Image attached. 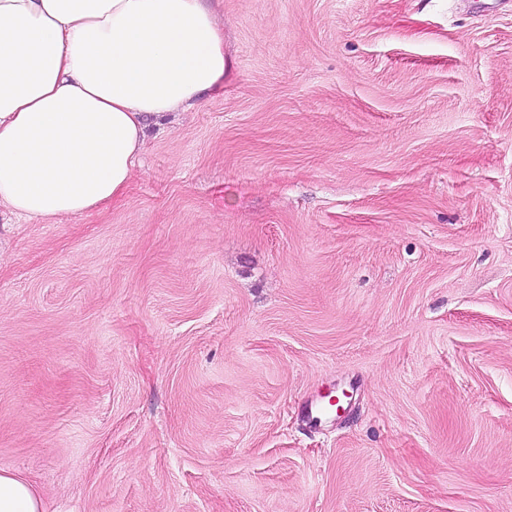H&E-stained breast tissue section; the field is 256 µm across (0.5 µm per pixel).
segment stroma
<instances>
[{
    "label": "stroma",
    "instance_id": "35a3bbf8",
    "mask_svg": "<svg viewBox=\"0 0 512 512\" xmlns=\"http://www.w3.org/2000/svg\"><path fill=\"white\" fill-rule=\"evenodd\" d=\"M216 17L223 91L120 198L0 215V470L47 512H512V0Z\"/></svg>",
    "mask_w": 512,
    "mask_h": 512
}]
</instances>
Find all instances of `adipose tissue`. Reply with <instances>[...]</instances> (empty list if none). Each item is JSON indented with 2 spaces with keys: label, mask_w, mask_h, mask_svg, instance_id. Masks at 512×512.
<instances>
[{
  "label": "adipose tissue",
  "mask_w": 512,
  "mask_h": 512,
  "mask_svg": "<svg viewBox=\"0 0 512 512\" xmlns=\"http://www.w3.org/2000/svg\"><path fill=\"white\" fill-rule=\"evenodd\" d=\"M208 0H0V208L35 221L126 190L149 118L224 87ZM0 512H45L0 472Z\"/></svg>",
  "instance_id": "ef3b65f1"
}]
</instances>
